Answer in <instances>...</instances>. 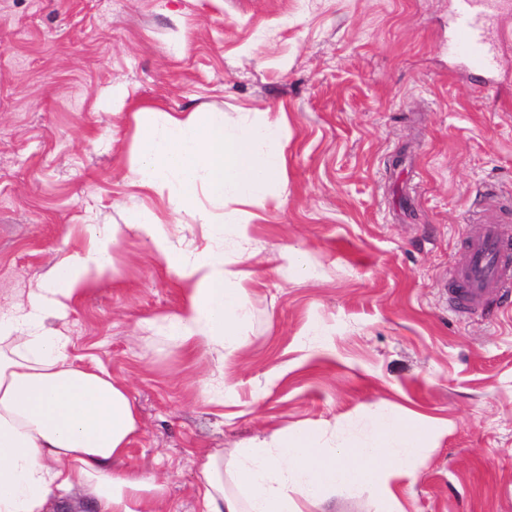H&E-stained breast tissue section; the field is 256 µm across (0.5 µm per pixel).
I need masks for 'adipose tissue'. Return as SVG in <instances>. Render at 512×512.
<instances>
[{
	"instance_id": "obj_1",
	"label": "adipose tissue",
	"mask_w": 512,
	"mask_h": 512,
	"mask_svg": "<svg viewBox=\"0 0 512 512\" xmlns=\"http://www.w3.org/2000/svg\"><path fill=\"white\" fill-rule=\"evenodd\" d=\"M132 112L140 130L136 184L159 194L178 186V212L210 234L231 229L246 237L247 205L283 181L286 117L260 112L233 125L220 110L173 115L136 103ZM203 193L211 207L200 206ZM229 201L238 211L225 212ZM126 227L180 277L184 301L166 321L168 336L194 352L223 357L238 350L249 316L241 272L211 252H179L166 222L151 212L130 213ZM121 229L89 225L88 248L56 263L26 307L0 314V512H49L59 495L86 499L93 512H153L163 500L165 484L115 468L137 431L126 389L99 367L76 364L68 337L44 326L111 273ZM421 446L419 428L390 417L378 422L371 442L335 452L304 431L257 438L237 449L230 488L217 449L198 459L201 512H328L336 490L364 485L378 486L391 502L394 486L414 481Z\"/></svg>"
}]
</instances>
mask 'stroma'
Returning <instances> with one entry per match:
<instances>
[{"label": "stroma", "mask_w": 512, "mask_h": 512, "mask_svg": "<svg viewBox=\"0 0 512 512\" xmlns=\"http://www.w3.org/2000/svg\"><path fill=\"white\" fill-rule=\"evenodd\" d=\"M456 0H0V313L27 304L92 224L147 210L183 251L250 275L232 355L158 328L180 280L124 228L111 275L47 328L125 386V467L199 512L196 462L283 431L369 440L381 414L426 430L400 512H512V299L448 308L450 272L485 224L512 239V13L493 68L454 46ZM286 112V181L247 238L207 237L135 186L131 102ZM291 247L301 267L273 270Z\"/></svg>", "instance_id": "obj_1"}]
</instances>
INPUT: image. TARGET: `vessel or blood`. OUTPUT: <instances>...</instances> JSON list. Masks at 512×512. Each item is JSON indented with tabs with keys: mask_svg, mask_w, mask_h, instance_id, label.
Listing matches in <instances>:
<instances>
[{
	"mask_svg": "<svg viewBox=\"0 0 512 512\" xmlns=\"http://www.w3.org/2000/svg\"><path fill=\"white\" fill-rule=\"evenodd\" d=\"M512 0H458L455 15V45L466 51L474 68H489L488 32L494 14L511 11ZM506 239L499 225H484L467 241L465 260L456 273L457 288L449 301L461 313L486 309L512 294V272L503 263Z\"/></svg>",
	"mask_w": 512,
	"mask_h": 512,
	"instance_id": "obj_1",
	"label": "vessel or blood"
}]
</instances>
